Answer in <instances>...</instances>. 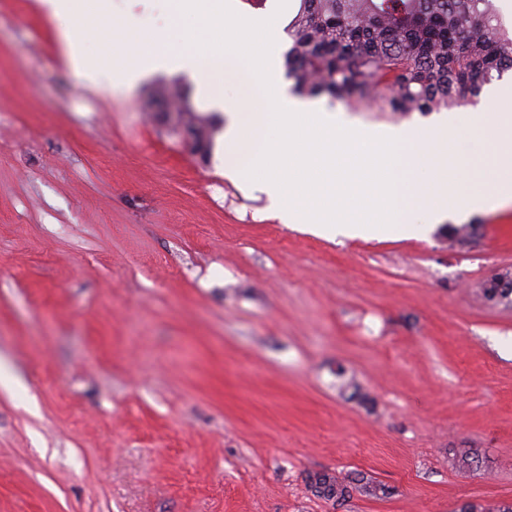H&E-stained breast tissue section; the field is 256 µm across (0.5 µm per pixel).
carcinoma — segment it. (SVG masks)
<instances>
[{
    "mask_svg": "<svg viewBox=\"0 0 512 512\" xmlns=\"http://www.w3.org/2000/svg\"><path fill=\"white\" fill-rule=\"evenodd\" d=\"M497 0H299L288 23L287 77L298 93L343 100L373 112H434L477 98L512 70V31ZM177 123L194 135L193 149L210 155L219 129L196 113L184 89L173 86ZM480 296L512 304V288L481 285ZM462 468L479 466L473 448L453 449ZM311 493L336 505L353 492L381 498L385 484L362 471H320L309 476Z\"/></svg>",
    "mask_w": 512,
    "mask_h": 512,
    "instance_id": "1",
    "label": "carcinoma"
}]
</instances>
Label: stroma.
Listing matches in <instances>:
<instances>
[{
    "mask_svg": "<svg viewBox=\"0 0 512 512\" xmlns=\"http://www.w3.org/2000/svg\"><path fill=\"white\" fill-rule=\"evenodd\" d=\"M66 58L39 0H0V512H334L322 469L392 489L341 512L512 501V307L477 294L512 206L454 243L292 229L162 114L172 83L210 113L197 80L95 91Z\"/></svg>",
    "mask_w": 512,
    "mask_h": 512,
    "instance_id": "stroma-1",
    "label": "stroma"
}]
</instances>
